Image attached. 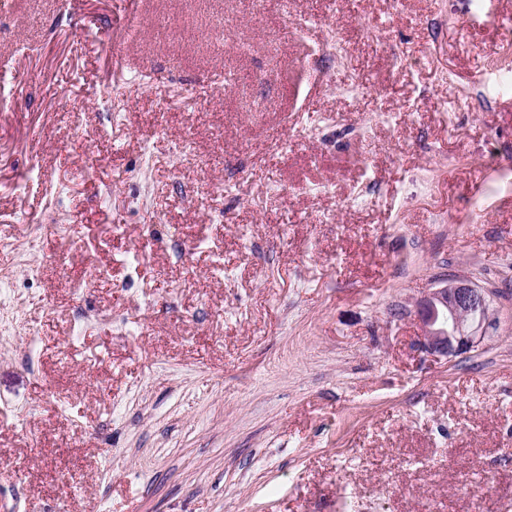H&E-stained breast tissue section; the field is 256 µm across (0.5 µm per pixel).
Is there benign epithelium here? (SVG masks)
Segmentation results:
<instances>
[{
  "instance_id": "benign-epithelium-1",
  "label": "benign epithelium",
  "mask_w": 512,
  "mask_h": 512,
  "mask_svg": "<svg viewBox=\"0 0 512 512\" xmlns=\"http://www.w3.org/2000/svg\"><path fill=\"white\" fill-rule=\"evenodd\" d=\"M416 314L422 349L446 358L478 347L493 322L487 290L465 277L428 289L416 304Z\"/></svg>"
}]
</instances>
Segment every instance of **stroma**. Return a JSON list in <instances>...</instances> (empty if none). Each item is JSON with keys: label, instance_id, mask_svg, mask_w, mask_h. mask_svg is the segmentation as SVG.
Instances as JSON below:
<instances>
[{"label": "stroma", "instance_id": "1", "mask_svg": "<svg viewBox=\"0 0 512 512\" xmlns=\"http://www.w3.org/2000/svg\"><path fill=\"white\" fill-rule=\"evenodd\" d=\"M281 13L0 0V512H512V0ZM416 314L422 349L446 358L478 347L493 322L486 288L465 277L428 289L416 304Z\"/></svg>", "mask_w": 512, "mask_h": 512}]
</instances>
